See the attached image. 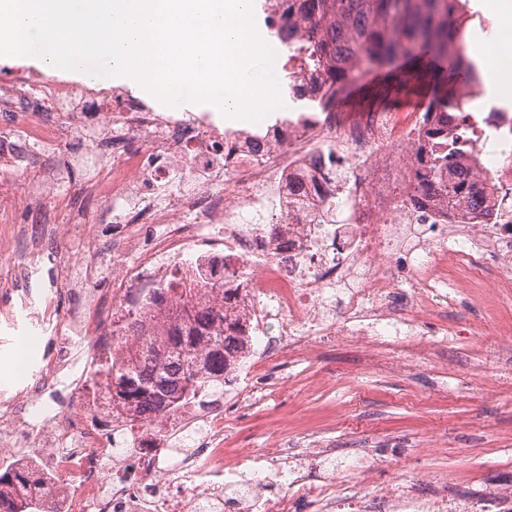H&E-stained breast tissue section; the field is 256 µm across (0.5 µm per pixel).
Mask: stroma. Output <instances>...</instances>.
Instances as JSON below:
<instances>
[{
  "label": "stroma",
  "mask_w": 512,
  "mask_h": 512,
  "mask_svg": "<svg viewBox=\"0 0 512 512\" xmlns=\"http://www.w3.org/2000/svg\"><path fill=\"white\" fill-rule=\"evenodd\" d=\"M88 138L67 137L61 150L30 144L28 178L57 184L63 205L46 200L36 204L24 220L52 224L63 210L82 211L110 233L123 208L101 207L88 186L98 164L88 150ZM469 350L448 354L451 369L440 374L422 368L408 376L363 370L353 346L337 344L317 367L290 369L295 379L282 417L287 431L334 442L336 453L319 461L316 470L335 474L344 493L359 489L360 471L378 466L379 483L407 482L424 471L447 475L451 486L478 493L483 484L512 483V363L499 364L482 384L458 393ZM26 347L13 326L0 317V389L19 380ZM448 437L442 452L424 457L419 440L432 433Z\"/></svg>",
  "instance_id": "35a3bbf8"
}]
</instances>
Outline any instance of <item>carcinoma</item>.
I'll use <instances>...</instances> for the list:
<instances>
[{"mask_svg":"<svg viewBox=\"0 0 512 512\" xmlns=\"http://www.w3.org/2000/svg\"><path fill=\"white\" fill-rule=\"evenodd\" d=\"M466 0H302L304 18L322 29L320 40L308 45L306 60L322 67L324 80L341 94L359 75L418 49L431 59L454 64L448 76L414 65L396 70L382 94L408 88L410 79H434L441 103L427 106L431 141L445 150H430L420 160L425 176L443 178L457 148L473 138L471 114L462 88L479 85L478 65L460 55ZM196 288H166L177 302L167 310L158 335L143 333L131 323L129 332L142 335L144 349L135 363L107 369L118 396L133 403L168 400L175 404L224 379V353L232 346L233 327L224 325V311L198 300Z\"/></svg>","mask_w":512,"mask_h":512,"instance_id":"cac0c4a2","label":"carcinoma"}]
</instances>
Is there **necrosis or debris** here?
Masks as SVG:
<instances>
[{"label": "necrosis or debris", "instance_id": "1", "mask_svg": "<svg viewBox=\"0 0 512 512\" xmlns=\"http://www.w3.org/2000/svg\"><path fill=\"white\" fill-rule=\"evenodd\" d=\"M284 8L262 3L283 96L315 85L333 99L320 70L292 59L312 34L296 15L282 25ZM0 108L51 146L96 131L104 164L95 193L116 206L138 200L145 218L108 235L79 213L48 232L0 228L11 283L30 284L37 257L80 295L65 309L41 295L22 329L24 376L0 399V457L24 471L23 495L51 512H512V485L468 495L439 476L379 486L367 471L368 492L346 496L290 467L285 437L224 456L225 402L242 414L284 401L289 367L325 345L360 346L367 369L445 370L449 291L465 292L487 320L512 301V112L494 111L456 156L446 180L474 191L452 206L418 176L419 112L332 109L223 129L205 112H166L34 72L0 85ZM71 236L77 252L59 249ZM175 276L238 321L240 340L222 393L181 409L135 407L114 396L104 371L136 353L131 321L162 324L156 298ZM470 335L483 341L473 377L512 362L511 325L491 342L482 327Z\"/></svg>", "mask_w": 512, "mask_h": 512}]
</instances>
